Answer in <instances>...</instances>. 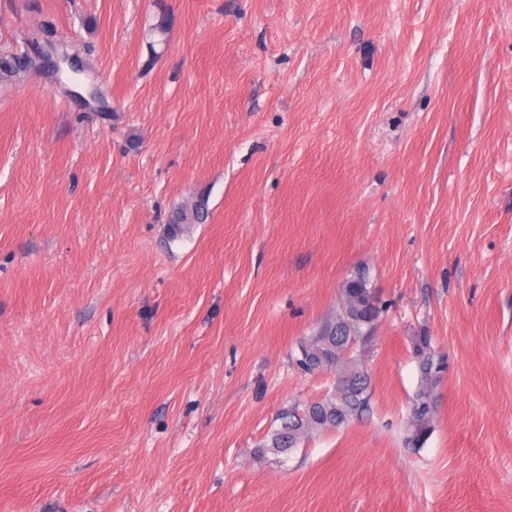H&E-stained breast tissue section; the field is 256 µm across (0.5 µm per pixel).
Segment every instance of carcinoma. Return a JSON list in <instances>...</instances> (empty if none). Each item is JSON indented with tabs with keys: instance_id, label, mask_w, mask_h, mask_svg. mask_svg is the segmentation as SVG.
Segmentation results:
<instances>
[{
	"instance_id": "obj_1",
	"label": "carcinoma",
	"mask_w": 512,
	"mask_h": 512,
	"mask_svg": "<svg viewBox=\"0 0 512 512\" xmlns=\"http://www.w3.org/2000/svg\"><path fill=\"white\" fill-rule=\"evenodd\" d=\"M34 64V59L21 48L0 53V79L10 81L24 68ZM202 203L192 206L182 205L177 208L172 223L192 224L201 218ZM358 296L363 301V312L359 321L341 329V335L332 336L330 354L343 369L346 378L336 381L334 389L327 392L325 397L318 401L307 403L298 402L288 409L281 417L280 426L275 429L264 447L274 454H287L291 452L299 439L306 437L313 431L325 429H339L347 424L353 417L368 410V377L361 361L351 358L344 359L342 350L348 342H366L370 340V331L381 315V307L375 294L367 287L362 278L350 280L343 288L342 297ZM431 340L426 335L416 336L413 339L414 353L421 359L423 381L430 383L433 374L437 373L430 351ZM434 409L427 389L416 396L409 414L408 435L406 440L411 444L424 442L430 431V424Z\"/></svg>"
}]
</instances>
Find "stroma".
Listing matches in <instances>:
<instances>
[{"instance_id": "obj_1", "label": "stroma", "mask_w": 512, "mask_h": 512, "mask_svg": "<svg viewBox=\"0 0 512 512\" xmlns=\"http://www.w3.org/2000/svg\"><path fill=\"white\" fill-rule=\"evenodd\" d=\"M44 21L80 73L0 84V512H512V0H0V50ZM360 275L368 411L261 454ZM413 350L414 353L421 359V370L423 374V381L427 386L432 382L435 373L439 372L438 364L435 365L433 357L431 355L430 347L431 340L429 336H415L413 339ZM434 415V409L429 398L427 387L416 396L411 408L408 421V435L406 440L410 444L423 443L430 431V424Z\"/></svg>"}]
</instances>
